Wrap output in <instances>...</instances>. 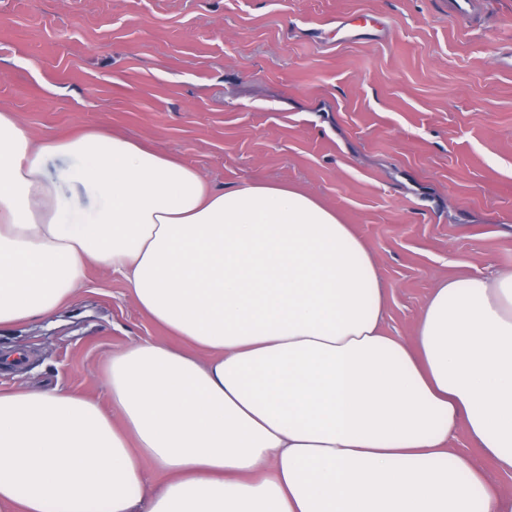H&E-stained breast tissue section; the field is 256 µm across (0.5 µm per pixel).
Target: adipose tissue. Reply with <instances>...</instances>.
<instances>
[{"mask_svg":"<svg viewBox=\"0 0 512 512\" xmlns=\"http://www.w3.org/2000/svg\"><path fill=\"white\" fill-rule=\"evenodd\" d=\"M92 265L194 350L112 355L108 411L0 391V512H512L449 446L464 426L512 473V269L440 282L403 341L314 198L212 189L103 126L38 143L1 111L0 329L51 317Z\"/></svg>","mask_w":512,"mask_h":512,"instance_id":"obj_1","label":"adipose tissue"}]
</instances>
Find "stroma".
<instances>
[{"mask_svg":"<svg viewBox=\"0 0 512 512\" xmlns=\"http://www.w3.org/2000/svg\"><path fill=\"white\" fill-rule=\"evenodd\" d=\"M0 109L38 141L97 125L210 187L282 183L353 227L410 339L433 288L512 267V0H0ZM166 332L89 267L0 390L110 407L98 374Z\"/></svg>","mask_w":512,"mask_h":512,"instance_id":"1","label":"stroma"}]
</instances>
